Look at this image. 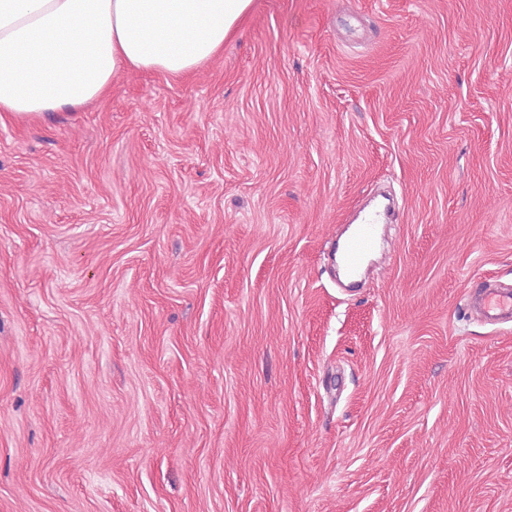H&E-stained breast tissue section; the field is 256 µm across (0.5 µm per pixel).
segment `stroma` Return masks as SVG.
Masks as SVG:
<instances>
[{"instance_id": "stroma-1", "label": "stroma", "mask_w": 512, "mask_h": 512, "mask_svg": "<svg viewBox=\"0 0 512 512\" xmlns=\"http://www.w3.org/2000/svg\"><path fill=\"white\" fill-rule=\"evenodd\" d=\"M397 198L361 287L337 234ZM512 0H254L195 72L0 115V512H512ZM472 305L484 319L492 324L512 320L510 288H481L472 295Z\"/></svg>"}]
</instances>
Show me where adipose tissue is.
Instances as JSON below:
<instances>
[{
	"mask_svg": "<svg viewBox=\"0 0 512 512\" xmlns=\"http://www.w3.org/2000/svg\"><path fill=\"white\" fill-rule=\"evenodd\" d=\"M252 0H0V112L77 109L123 70L185 74L224 47Z\"/></svg>",
	"mask_w": 512,
	"mask_h": 512,
	"instance_id": "ef3b65f1",
	"label": "adipose tissue"
}]
</instances>
